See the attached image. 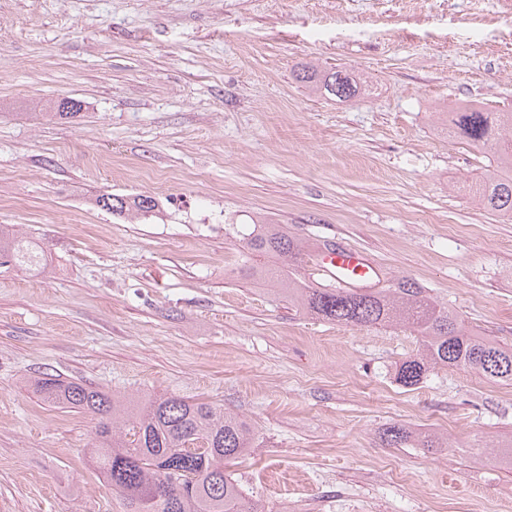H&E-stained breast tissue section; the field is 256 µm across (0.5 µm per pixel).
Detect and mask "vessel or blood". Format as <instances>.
<instances>
[{"mask_svg":"<svg viewBox=\"0 0 512 512\" xmlns=\"http://www.w3.org/2000/svg\"><path fill=\"white\" fill-rule=\"evenodd\" d=\"M315 269L344 288H371L380 281L379 267L363 251L356 249L323 246L315 254Z\"/></svg>","mask_w":512,"mask_h":512,"instance_id":"obj_1","label":"vessel or blood"}]
</instances>
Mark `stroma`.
Returning a JSON list of instances; mask_svg holds the SVG:
<instances>
[{"instance_id":"stroma-1","label":"stroma","mask_w":512,"mask_h":512,"mask_svg":"<svg viewBox=\"0 0 512 512\" xmlns=\"http://www.w3.org/2000/svg\"><path fill=\"white\" fill-rule=\"evenodd\" d=\"M306 62L370 89L312 94ZM64 97L79 113L51 115ZM463 102L512 110L502 0H0V225L45 253L0 264V512H125L93 417L25 387L47 374L236 413L255 443L224 470L267 512H512V385L443 367L404 387L412 330L318 319L237 274L266 218L512 346V218L468 192L490 149L434 118ZM396 423L448 445L383 444ZM96 205L114 214L135 212L137 215L143 217L149 216L158 206L156 200L150 196L139 195L128 198L112 194H102L98 196L96 198Z\"/></svg>"}]
</instances>
